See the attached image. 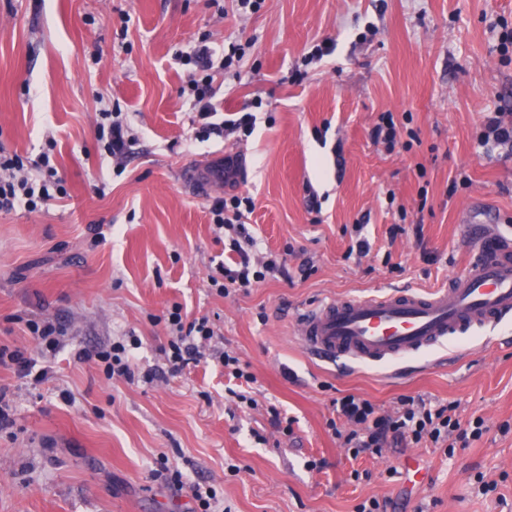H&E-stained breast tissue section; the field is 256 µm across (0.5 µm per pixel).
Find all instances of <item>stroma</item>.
<instances>
[{
  "mask_svg": "<svg viewBox=\"0 0 512 512\" xmlns=\"http://www.w3.org/2000/svg\"><path fill=\"white\" fill-rule=\"evenodd\" d=\"M499 18L512 25V0H264L254 13L234 0H0V147L51 151L68 190L44 211L0 213V342L50 368L37 384L0 366L13 417L0 431V512H191L195 483L224 512H355L371 497L387 512H512V431L499 430L512 423V323L416 357L399 378L388 365L340 371L292 335L329 297L447 286L474 252L465 225L512 234V154L476 142L486 113H512ZM203 36L218 53L252 42L238 74L215 82L219 112L255 113L250 137L197 134L174 55ZM325 41L332 55L305 63ZM106 107L134 137L122 170L97 141ZM385 111L411 116L419 144L374 143ZM230 153L231 183L218 170ZM461 170L472 184L449 194ZM227 193L253 197L258 253L285 257L288 273L224 297L209 280L224 258L210 206ZM401 206L406 232L393 239ZM358 222L372 245L359 263L346 255ZM175 303L208 317L218 348L247 365L255 406L232 401L218 362L168 373V335L151 318ZM35 317L61 323L68 346L40 349L25 325ZM132 334L134 382L77 357ZM347 394L385 411L403 395L452 402L487 431L451 457L422 444L354 459L327 425ZM272 407L291 434L272 426ZM480 476L496 490L480 492Z\"/></svg>",
  "mask_w": 512,
  "mask_h": 512,
  "instance_id": "obj_1",
  "label": "stroma"
}]
</instances>
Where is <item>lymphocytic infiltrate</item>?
<instances>
[{
  "mask_svg": "<svg viewBox=\"0 0 512 512\" xmlns=\"http://www.w3.org/2000/svg\"><path fill=\"white\" fill-rule=\"evenodd\" d=\"M244 56L245 47L240 43L229 44L217 63L213 62V53L204 42L193 52L178 53V60L191 68L180 93L187 96L196 109L204 136L220 137L228 130L246 137L253 133L254 113L244 112L221 120L214 103L212 68L217 66L227 72L234 70ZM97 136L107 156L118 160L125 155L130 134L121 113L102 110ZM65 195L50 153L43 152L32 159L0 148V212L40 211ZM254 206L252 197L231 194L216 199L210 208L216 228L230 233L224 247L233 255L231 262L217 264L210 276L212 287L220 295H228L233 288L252 287L265 280L267 275L284 270L276 257L270 256L259 262L251 259L250 252L256 241L246 227L244 216L252 212ZM159 321L170 335L168 360L172 371L200 363L202 347L210 344L215 336L208 318L185 321L182 307L175 304L160 315ZM139 344V337L131 335L113 342L110 349L92 352L90 358L108 377L132 382L139 376L134 357ZM333 406L351 426L340 440L342 447L355 457L363 453L378 456L386 448L424 443L443 449L450 456L456 449L468 447L471 441L480 439L486 431L483 418L461 423L455 417L452 405L435 403L420 396L400 398L398 408L391 414L382 413L376 403L354 394L334 399Z\"/></svg>",
  "mask_w": 512,
  "mask_h": 512,
  "instance_id": "f902f5d3",
  "label": "lymphocytic infiltrate"
}]
</instances>
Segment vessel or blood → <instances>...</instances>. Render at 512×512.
Wrapping results in <instances>:
<instances>
[{
	"instance_id": "1",
	"label": "vessel or blood",
	"mask_w": 512,
	"mask_h": 512,
	"mask_svg": "<svg viewBox=\"0 0 512 512\" xmlns=\"http://www.w3.org/2000/svg\"><path fill=\"white\" fill-rule=\"evenodd\" d=\"M476 248L466 272L425 293L390 288L364 297H330L300 313L305 352L350 366L408 361L449 339L512 320V235L468 226Z\"/></svg>"
}]
</instances>
